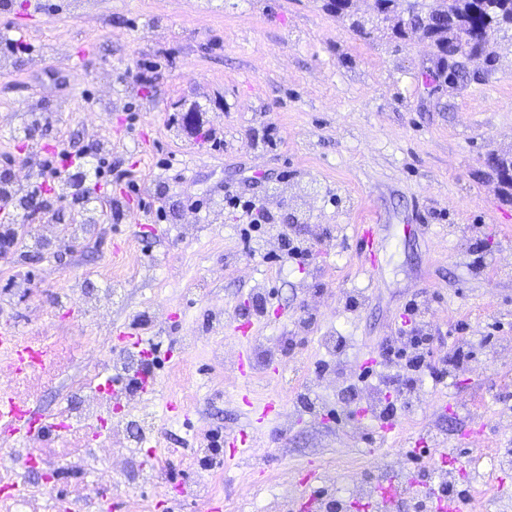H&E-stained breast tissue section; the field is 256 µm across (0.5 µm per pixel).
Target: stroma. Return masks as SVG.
<instances>
[{
    "label": "stroma",
    "mask_w": 512,
    "mask_h": 512,
    "mask_svg": "<svg viewBox=\"0 0 512 512\" xmlns=\"http://www.w3.org/2000/svg\"><path fill=\"white\" fill-rule=\"evenodd\" d=\"M0 29L32 47L0 52V167L23 170L20 116L33 111L45 152L105 142L113 173L91 183L94 235L0 261V304L23 332L41 307L99 355L121 351L128 324L157 343V451L189 463L167 489L143 491L146 512H171L175 488L208 479L191 444L211 430L259 441L249 469L221 446L219 512H269L306 470H431L449 445L459 480L481 463L512 499V468L477 446L512 448L499 426L512 416V361L496 358L512 338V187L490 161L512 153V53L472 59L467 81L431 92L429 43L361 37L324 0H0ZM144 64L158 68L148 89L130 79ZM191 111L222 131L219 147L186 136ZM131 180L164 185L157 209H142ZM233 197L316 241L308 264L246 253ZM359 224L382 227L370 274L357 265ZM19 279L28 293H15ZM412 301L437 338L431 363L461 344L472 356L445 380L423 377L385 441L356 376L390 374L384 342ZM239 325L251 328L242 340ZM248 348L265 356L249 408L234 375ZM189 392L171 417L168 395ZM274 395L280 416L259 421ZM417 438L428 453L414 461Z\"/></svg>",
    "instance_id": "obj_1"
}]
</instances>
